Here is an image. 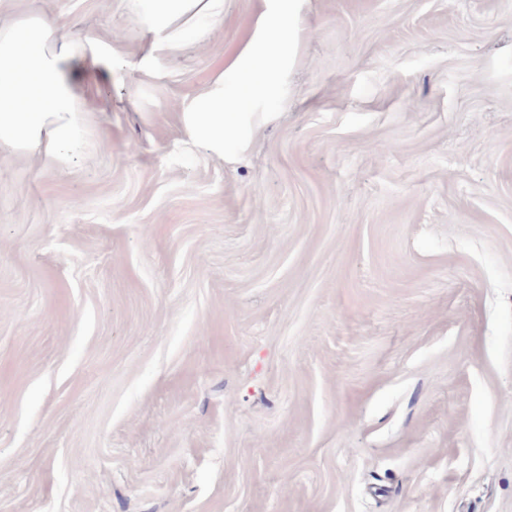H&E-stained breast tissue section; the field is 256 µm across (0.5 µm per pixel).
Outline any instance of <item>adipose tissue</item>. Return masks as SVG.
I'll list each match as a JSON object with an SVG mask.
<instances>
[{"instance_id": "adipose-tissue-1", "label": "adipose tissue", "mask_w": 512, "mask_h": 512, "mask_svg": "<svg viewBox=\"0 0 512 512\" xmlns=\"http://www.w3.org/2000/svg\"><path fill=\"white\" fill-rule=\"evenodd\" d=\"M144 16L139 69L189 36L198 19H215L224 0H133ZM246 44L230 55L213 87L183 114L187 133L219 156L242 152L253 128L269 120L298 39L304 0H259ZM58 18L26 17L0 29V153L40 152L49 161L79 149L81 92L67 70L110 66L113 50L98 37L64 35Z\"/></svg>"}]
</instances>
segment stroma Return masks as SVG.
<instances>
[{
	"mask_svg": "<svg viewBox=\"0 0 512 512\" xmlns=\"http://www.w3.org/2000/svg\"><path fill=\"white\" fill-rule=\"evenodd\" d=\"M258 0L138 71L83 147L0 154V512H512V0H305L274 119L185 106Z\"/></svg>",
	"mask_w": 512,
	"mask_h": 512,
	"instance_id": "1",
	"label": "stroma"
}]
</instances>
